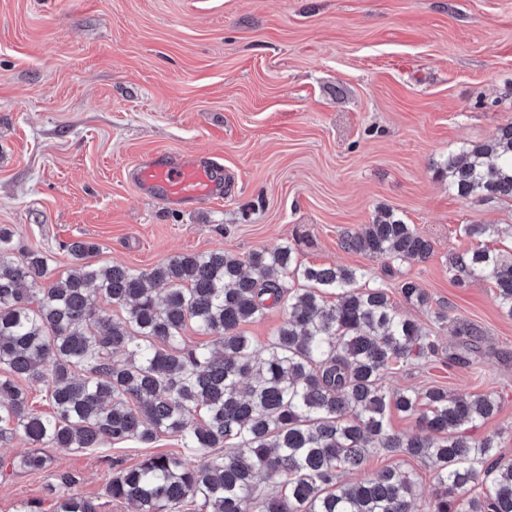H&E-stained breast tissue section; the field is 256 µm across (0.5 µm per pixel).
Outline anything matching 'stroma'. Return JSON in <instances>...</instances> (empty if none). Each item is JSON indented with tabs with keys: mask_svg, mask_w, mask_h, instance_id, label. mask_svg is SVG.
Here are the masks:
<instances>
[{
	"mask_svg": "<svg viewBox=\"0 0 512 512\" xmlns=\"http://www.w3.org/2000/svg\"><path fill=\"white\" fill-rule=\"evenodd\" d=\"M512 120V0H0V225L15 256L39 251L55 274L70 242L100 245L88 264L147 272L179 254L247 259L292 245L302 263L364 269L393 305L457 349V320L484 333L468 365L408 361L389 391L432 386L494 393L499 411L474 429L512 462V318L486 278L457 282L462 224L512 225V200L449 192L436 165L491 141ZM182 151L224 172L223 192L182 209L150 198L129 173ZM392 210L433 245L396 264L344 250L342 237ZM429 302L407 304L401 280ZM447 319H439V312ZM150 445L50 449L51 470L13 463L0 444V512H53L54 471L101 512H135L102 496L115 460L176 452ZM412 473L415 507L437 490L431 467L376 454L364 472Z\"/></svg>",
	"mask_w": 512,
	"mask_h": 512,
	"instance_id": "obj_1",
	"label": "stroma"
}]
</instances>
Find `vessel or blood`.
Here are the masks:
<instances>
[{
    "mask_svg": "<svg viewBox=\"0 0 512 512\" xmlns=\"http://www.w3.org/2000/svg\"><path fill=\"white\" fill-rule=\"evenodd\" d=\"M133 178L148 194L168 203H187L220 192L221 175L210 164L180 152L159 153L138 166Z\"/></svg>",
    "mask_w": 512,
    "mask_h": 512,
    "instance_id": "obj_1",
    "label": "vessel or blood"
}]
</instances>
